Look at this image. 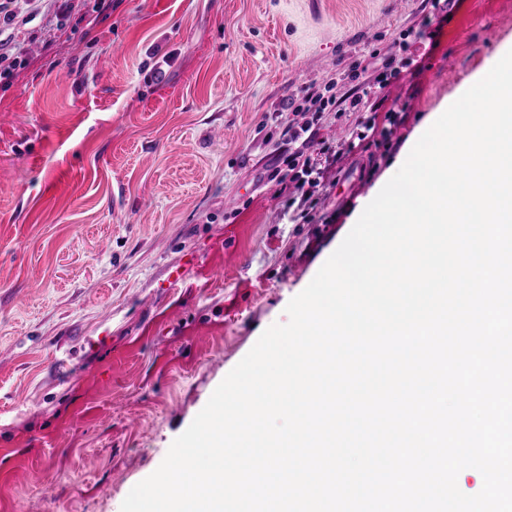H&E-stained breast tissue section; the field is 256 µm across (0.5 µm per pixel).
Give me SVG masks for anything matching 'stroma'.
<instances>
[{"mask_svg":"<svg viewBox=\"0 0 512 512\" xmlns=\"http://www.w3.org/2000/svg\"><path fill=\"white\" fill-rule=\"evenodd\" d=\"M92 3L5 5L27 63L0 82V512H120L512 50V0H112L89 26ZM373 53L404 64L327 114L321 136L356 147L324 170L320 220H292L283 102Z\"/></svg>","mask_w":512,"mask_h":512,"instance_id":"stroma-1","label":"stroma"}]
</instances>
